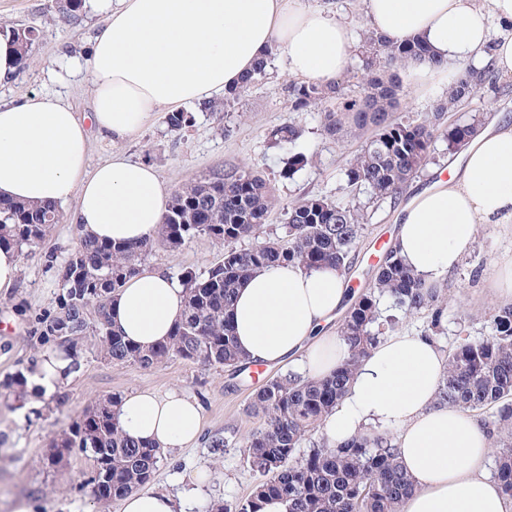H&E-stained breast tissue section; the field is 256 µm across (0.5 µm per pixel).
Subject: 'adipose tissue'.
<instances>
[{"label":"adipose tissue","instance_id":"obj_1","mask_svg":"<svg viewBox=\"0 0 512 512\" xmlns=\"http://www.w3.org/2000/svg\"><path fill=\"white\" fill-rule=\"evenodd\" d=\"M370 28L391 42L422 41L433 62L407 73L417 88L442 83L450 68L480 62L512 76V0H363ZM503 28L490 37L491 21ZM291 73L329 82L356 51L350 27L300 0H112L87 64L94 92L91 123L62 100L42 94L0 103V200L72 205L83 235L132 244L155 235L168 192L156 170L122 153L87 167L90 129L123 141L161 109L210 99L239 85L271 46ZM512 223V125L480 129L447 180L413 194L399 212L394 243L429 285L457 267L478 225ZM347 295L335 268L296 264L253 273L236 290L231 322L255 364H293L311 380L348 357L329 324ZM183 283L161 271L131 277L111 294V330L148 349L166 340L185 307ZM448 357L420 334L384 337L363 358L319 434L329 446L369 432L394 431L393 443L413 490L401 512H512V500L485 472L486 425L468 410L438 404ZM71 358L45 354L31 376L51 398L71 375ZM119 420L132 439L182 448L201 432L199 405L188 395H126Z\"/></svg>","mask_w":512,"mask_h":512}]
</instances>
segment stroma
<instances>
[{
    "label": "stroma",
    "mask_w": 512,
    "mask_h": 512,
    "mask_svg": "<svg viewBox=\"0 0 512 512\" xmlns=\"http://www.w3.org/2000/svg\"><path fill=\"white\" fill-rule=\"evenodd\" d=\"M63 3L0 0L1 28L33 26L39 30L28 65L0 85V99L53 95L86 119L92 112L87 49L107 13L96 0H84L78 19L67 22L59 11ZM294 81L280 49H273L265 76L224 111L201 112L188 106L191 121L179 131L168 127L166 114L160 111L134 138L116 143L91 132L88 165L96 167L121 151L153 166L173 191L229 165L259 172L277 197L265 224L270 233L287 223L288 209L298 200L327 195L356 204V197L347 195L343 186L361 138L321 135L327 106L316 103L308 111H295L288 99V86ZM398 98V115L422 121L446 103L448 88L439 85L421 90L404 77ZM456 115L483 123L496 117L511 123L512 77L500 75L494 83L482 85L458 107ZM288 123L301 128L302 137L292 145H274L269 131ZM295 156L302 162L294 173H287L288 162ZM454 160L445 138L436 137L428 160L401 199L381 201L366 210L365 235L350 274L353 287H361L370 277L372 247L392 239L404 200L434 185ZM76 247L75 225L60 219L43 241L23 250L16 283L0 291V512H13L19 501L26 502L30 512H121L120 501L92 496L90 480L95 467L91 456L75 449L55 463L49 457L53 443L69 433L88 404L142 389L183 391L199 403L203 415L197 444L165 452L153 488L174 492L204 472L208 478L194 512H210L211 507L247 498L256 477L246 464L244 441L259 421L248 416L246 408L253 391L287 373V366L252 367L235 376L219 365L203 366L174 357L144 369L106 359L96 332H86L71 343L48 335L47 327L60 308V270ZM506 253L512 255V223L478 225L462 263L446 279L442 331L436 338L442 350H452L460 334L474 338L488 334L485 317L499 305L494 295V263ZM223 258V244L201 235L175 250L154 246L143 256L141 268L163 270L175 277L190 268L203 275ZM54 351L72 357V375L51 403L30 408V396L21 392L17 379L30 376L41 357ZM224 437L230 440L228 446L213 447V440Z\"/></svg>",
    "instance_id": "obj_1"
}]
</instances>
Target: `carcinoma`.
Wrapping results in <instances>:
<instances>
[{
    "label": "carcinoma",
    "mask_w": 512,
    "mask_h": 512,
    "mask_svg": "<svg viewBox=\"0 0 512 512\" xmlns=\"http://www.w3.org/2000/svg\"><path fill=\"white\" fill-rule=\"evenodd\" d=\"M38 29L18 30L22 60H30ZM271 54H266L242 79L224 93L222 103L208 102L203 112H218L231 105L265 74ZM365 92L358 100L323 114L320 131L335 138L344 124L358 133L369 129L360 150L351 158L345 190L366 193L368 202L395 200L420 171L439 131L443 112L433 121L417 122L395 115L398 106V72L410 63L429 57L428 48L415 40L389 43L374 32L362 45ZM486 67L472 69L448 88V105L475 95L478 86L492 81ZM296 110L312 101L339 100L340 86L328 83H296L288 87ZM476 132L475 122L454 123L444 136L448 151L465 147ZM302 130L293 124L270 131L275 144H290ZM275 206V196L259 174L226 167L175 192L159 233L141 243L115 245L79 239L77 249L63 270L65 290L60 312L50 332L77 338L90 328L89 307L96 313L95 331L104 356L114 362L153 368L172 357L204 365L245 370L251 365L237 348L230 320L236 288L258 269L297 263L306 270L326 266L345 272L352 269L363 237V209L327 197L297 201L288 209L282 233H269L265 241L240 249L237 243L258 238ZM59 210L52 205L0 201V244L31 247L58 223ZM196 235L224 243V261L199 276L181 273L187 295L183 318L170 336L143 350L110 330L106 305L111 293L140 271L142 256L161 244L176 249ZM387 296L403 314L427 313L432 334L442 322V289L425 285L403 263L394 245L382 252L362 291H349L350 306L338 334L349 357L333 375L318 381L294 373L275 376L252 394L246 412L260 425L247 438V463L259 476L251 494L224 512H258V501L278 498L288 512H400L412 491L402 472L395 448L384 433L357 435L334 448L318 444L302 461L295 460L300 445L310 439L324 418L341 400L358 361L382 338L380 327L395 329L399 317L381 318L380 299ZM490 336L474 341L466 336L448 353V369L438 390L441 403L467 409H495L496 423L512 436V305L489 313ZM121 398L113 396L88 406L68 435L53 444L61 458L73 448L92 455L96 463L92 493L98 499L119 500L148 486L162 461L163 452L152 445L128 439L120 421ZM496 478L512 498V441L502 442L496 456Z\"/></svg>",
    "instance_id": "1"
}]
</instances>
